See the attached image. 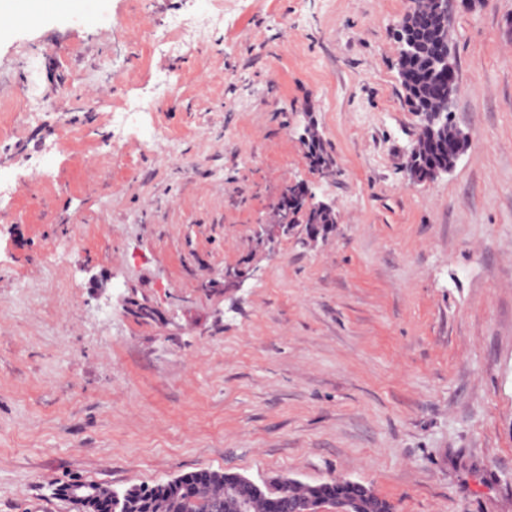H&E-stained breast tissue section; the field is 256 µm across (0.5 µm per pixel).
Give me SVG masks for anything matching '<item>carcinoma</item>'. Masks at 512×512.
Returning <instances> with one entry per match:
<instances>
[{
    "mask_svg": "<svg viewBox=\"0 0 512 512\" xmlns=\"http://www.w3.org/2000/svg\"><path fill=\"white\" fill-rule=\"evenodd\" d=\"M430 5L419 7L415 37L434 40L431 30ZM403 70L410 76L415 94L435 106L440 101L455 94L457 84L448 82V71L433 65L428 58L409 57ZM460 137L456 126L448 125L446 139L433 141L428 132L421 131L416 142L420 167L433 165L449 166L454 158L453 144ZM186 489L153 487L141 488L138 512H237L235 500L226 489L237 478L235 472H214L200 469L182 474ZM289 498L295 502L341 506L348 512H394L393 506L385 499L372 493L361 483H348L330 479L317 485L294 484L289 489ZM252 512H288L280 503L276 488L260 487L252 496Z\"/></svg>",
    "mask_w": 512,
    "mask_h": 512,
    "instance_id": "obj_1",
    "label": "carcinoma"
}]
</instances>
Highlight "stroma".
I'll list each match as a JSON object with an SVG mask.
<instances>
[{
  "mask_svg": "<svg viewBox=\"0 0 512 512\" xmlns=\"http://www.w3.org/2000/svg\"><path fill=\"white\" fill-rule=\"evenodd\" d=\"M408 6L227 0L177 52L165 23L208 0L0 27V512L201 468L512 512V0H455L471 141L422 183ZM295 182L335 206L317 240L277 227Z\"/></svg>",
  "mask_w": 512,
  "mask_h": 512,
  "instance_id": "stroma-1",
  "label": "stroma"
}]
</instances>
